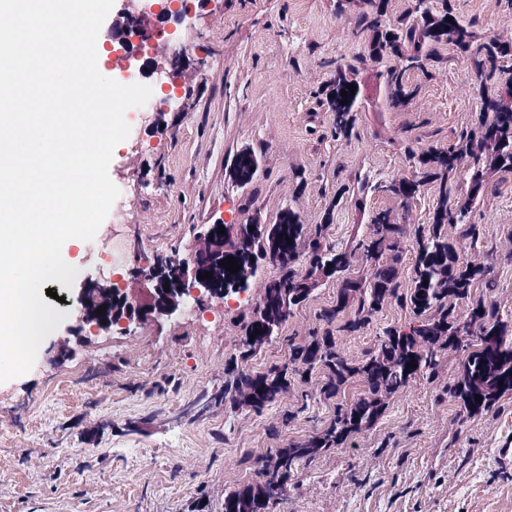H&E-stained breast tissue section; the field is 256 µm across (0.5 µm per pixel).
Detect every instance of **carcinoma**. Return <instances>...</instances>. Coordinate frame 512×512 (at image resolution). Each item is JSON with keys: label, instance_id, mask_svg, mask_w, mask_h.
Listing matches in <instances>:
<instances>
[{"label": "carcinoma", "instance_id": "1", "mask_svg": "<svg viewBox=\"0 0 512 512\" xmlns=\"http://www.w3.org/2000/svg\"><path fill=\"white\" fill-rule=\"evenodd\" d=\"M419 14L417 23L401 18L386 27L360 14L354 36L370 32L365 52L336 63L330 81L318 90L326 111L333 116L336 136L349 139L354 133L361 95L357 92L343 97L341 91L350 84L358 85L359 69L367 60H389L380 71L387 100L394 107L406 106L416 95L407 83L412 71L436 59L440 47L450 46L469 58L483 84L479 129L494 142V159L488 160L475 146V133L466 131L446 149L432 148L412 155L416 178H394L385 185L367 186L408 200L421 183L438 185L432 223L416 234L414 277L404 295L398 293L397 269L391 257L404 232L401 225L390 222L386 212L370 216L366 233L349 253L322 242L321 225L311 231L290 207L280 210L266 224L257 218L246 224H227L224 233L199 244V271L211 273V282L219 290L243 289L241 280L257 276L258 260L268 253L276 255L279 276L264 282L253 318L238 340L236 354L224 368L222 388L200 393L181 408L179 416L196 420L227 401L236 411L259 412L281 400L305 376L315 373L322 374L320 396L327 400L342 396L346 386L355 381L367 386L362 396L338 405L336 416L321 432L301 443L272 449L261 480L224 494V512H274L276 506L286 502L288 481L302 465L374 425L389 401L407 390L417 377L438 373L450 350L463 353V357L458 373L448 379V393L468 417L490 411L504 395L512 394V323L504 319L494 303L483 299L471 304L464 315L456 311L457 303L471 298L473 286L488 275V270L469 266L457 244L448 238V225L463 224L464 239L472 243L479 239V225L467 223V216L488 188V177L512 173V108L505 107L506 101H512V91H489L509 70L512 45L494 37H479L475 22H464L453 14L451 0H439L434 8L426 3ZM343 99L347 104H339ZM462 156L468 160L469 189L465 198L450 205L448 182L454 178ZM256 167L257 154L247 147L233 156L224 171L245 188L254 182ZM357 251L373 269L368 277L347 275ZM229 256L237 258L240 266L233 274L221 266ZM339 258L344 259L343 266L331 268ZM332 277L338 282L336 302L323 309L320 318L328 324L343 321L338 331H358L394 300L410 308L414 320L407 326L386 328L377 347L360 358L347 354L339 336L328 329L322 336L289 343L287 362L261 371L250 369L248 363L277 338L319 282ZM408 363L413 367L406 368ZM477 394L482 401L475 400Z\"/></svg>", "mask_w": 512, "mask_h": 512}]
</instances>
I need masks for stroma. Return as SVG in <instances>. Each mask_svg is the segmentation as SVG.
<instances>
[{
  "instance_id": "stroma-1",
  "label": "stroma",
  "mask_w": 512,
  "mask_h": 512,
  "mask_svg": "<svg viewBox=\"0 0 512 512\" xmlns=\"http://www.w3.org/2000/svg\"><path fill=\"white\" fill-rule=\"evenodd\" d=\"M178 24L162 62L180 60L177 98L160 112L134 116L112 155L109 176L120 194L93 242L70 248L82 270L72 287H57L66 314L44 340L31 370L0 383V512H220L225 492L259 480L270 449L307 439L333 417L335 400L308 383L307 408L288 394L263 412L212 408L201 419H177L200 391L224 383V363L252 315L225 312L212 300L204 317L179 315L120 335L83 338L75 329L76 298L104 281L92 243L122 241L116 272L131 289L155 256L190 253L206 225L224 218L274 220L292 206L318 224L337 185L412 173L408 151L445 148L479 118V81L469 62L441 49V62L412 76L419 88L394 110L376 68L362 69L358 136L335 137L317 94L337 57L363 53L351 36L356 11L336 0H204ZM458 17L488 36L512 34V0H454ZM467 96H458V87ZM261 152L252 187L224 175L241 147ZM307 181L286 195L297 172ZM434 185L410 200L374 191L354 193L334 211L326 234L346 251L368 213H407L411 231L396 263L401 289L416 263L414 228L429 223ZM483 230L489 282L477 293L512 320V173L496 175L469 215ZM337 282H324L265 345L250 367L288 357V341L323 335L318 318ZM410 309L392 303L343 345L362 356L384 328L409 323ZM459 368L450 354L443 372L417 378L369 430L348 438L288 483L286 512H512V394L489 412L465 419L448 393Z\"/></svg>"
}]
</instances>
